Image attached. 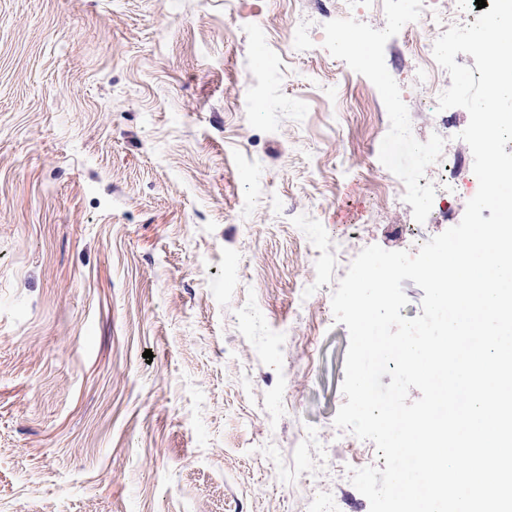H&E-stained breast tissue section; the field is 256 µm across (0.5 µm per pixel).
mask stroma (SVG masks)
I'll list each match as a JSON object with an SVG mask.
<instances>
[{
	"mask_svg": "<svg viewBox=\"0 0 512 512\" xmlns=\"http://www.w3.org/2000/svg\"><path fill=\"white\" fill-rule=\"evenodd\" d=\"M404 0H0V512H370L331 298L478 190ZM308 47L292 52L296 30ZM456 161L448 222L417 148Z\"/></svg>",
	"mask_w": 512,
	"mask_h": 512,
	"instance_id": "35a3bbf8",
	"label": "stroma"
}]
</instances>
